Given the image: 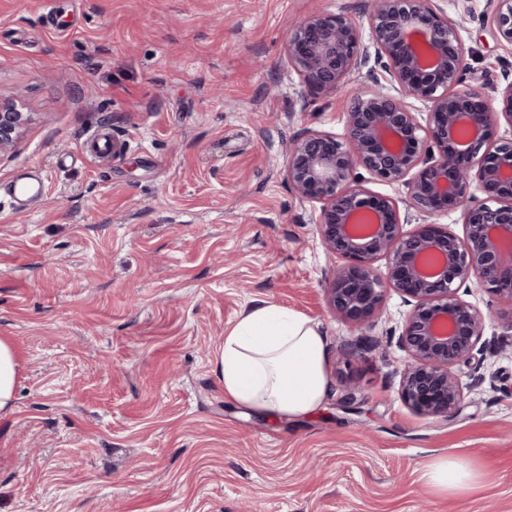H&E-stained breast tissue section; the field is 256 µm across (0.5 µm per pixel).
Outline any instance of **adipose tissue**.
<instances>
[{
  "label": "adipose tissue",
  "instance_id": "1",
  "mask_svg": "<svg viewBox=\"0 0 512 512\" xmlns=\"http://www.w3.org/2000/svg\"><path fill=\"white\" fill-rule=\"evenodd\" d=\"M329 351L319 325L272 304L251 307L224 335L215 358L224 393L270 418L303 417L330 395ZM18 354L0 337V417L13 412Z\"/></svg>",
  "mask_w": 512,
  "mask_h": 512
}]
</instances>
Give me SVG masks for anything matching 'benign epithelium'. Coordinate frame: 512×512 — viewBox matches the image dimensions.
Returning a JSON list of instances; mask_svg holds the SVG:
<instances>
[{
  "label": "benign epithelium",
  "mask_w": 512,
  "mask_h": 512,
  "mask_svg": "<svg viewBox=\"0 0 512 512\" xmlns=\"http://www.w3.org/2000/svg\"><path fill=\"white\" fill-rule=\"evenodd\" d=\"M494 2V33L512 45V0ZM367 26L369 46L348 15L314 12L291 35L288 67L311 93H335L372 57L385 83L352 98L343 139L303 132L286 180L320 204L321 242L346 261L326 281L329 307L359 328L388 291L402 296L412 309L398 338L406 354L400 397L419 416L447 418L463 401L459 367L480 350L484 321L460 290L482 286L512 309V137L500 135L503 125L512 130V81L465 84L461 25L424 0H371ZM412 99L427 104L426 124ZM29 120L17 95L0 92V159ZM370 181L404 184L410 209L460 213L463 235L434 224L404 230L398 202L370 191Z\"/></svg>",
  "instance_id": "7a95c632"
}]
</instances>
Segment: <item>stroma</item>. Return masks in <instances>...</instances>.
<instances>
[{"mask_svg": "<svg viewBox=\"0 0 512 512\" xmlns=\"http://www.w3.org/2000/svg\"><path fill=\"white\" fill-rule=\"evenodd\" d=\"M370 0H0V91L33 120L0 161V336L21 358L0 418V512H512V309L491 292L483 382L451 417L401 401L408 305L388 292L355 331L328 308L340 265L319 206L285 180L305 130L344 136L363 71L336 95L307 92L287 64L296 22ZM463 17L468 83L512 81L491 0H428ZM125 145L87 161L85 138ZM39 172L45 193L7 188ZM268 302L322 328L334 395L273 420L224 395L214 360ZM357 409H340L343 379ZM451 458L480 475L431 492Z\"/></svg>", "mask_w": 512, "mask_h": 512, "instance_id": "obj_1", "label": "stroma"}]
</instances>
